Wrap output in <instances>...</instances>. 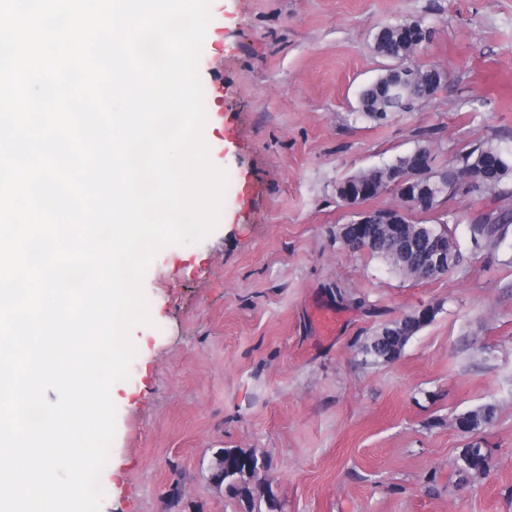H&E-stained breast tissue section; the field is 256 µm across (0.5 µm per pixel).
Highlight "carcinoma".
<instances>
[{
  "label": "carcinoma",
  "instance_id": "cac0c4a2",
  "mask_svg": "<svg viewBox=\"0 0 512 512\" xmlns=\"http://www.w3.org/2000/svg\"><path fill=\"white\" fill-rule=\"evenodd\" d=\"M423 26L425 22L417 19L381 27L374 36L375 52L390 61L401 57L412 58L423 45ZM431 71L430 65L412 62L409 74L400 80V90H395L383 82L372 81L359 93L360 108L368 117L377 121L386 120L390 112L412 111L427 97ZM511 179L512 148L484 142L475 144L456 154L455 163L448 167V194L437 198L434 206L438 208L444 202L463 199L470 194L490 199L486 207L476 212L472 218L469 224L470 239L475 250L498 245L504 241L509 227L512 226V208L497 204L500 198L512 196V188L509 187ZM395 182L396 177L384 167L371 168L347 179L348 189L351 191H358L364 184L371 188L374 197L391 189L401 199L402 192L392 188ZM418 227L419 223L408 219L403 224L378 228L374 235L380 239V243L366 247L362 245L357 250H366L379 259L390 261L404 276L419 280L424 275L419 256L412 254L407 262L402 263L396 254L401 240L412 237ZM432 314L434 310L426 308L405 317L403 336H392L388 334V328H382L363 345V353L384 361L398 358L410 337L431 321ZM495 417V406L486 405L459 416L457 421L475 430L492 424ZM459 461V470L480 473L489 467L490 457L483 448L472 443L462 449ZM259 467L267 468L265 458L240 448H226L216 458L212 478L214 482L224 486L231 498L247 506V512H256L263 502L272 509L276 504L270 491L264 486L262 475L256 472Z\"/></svg>",
  "mask_w": 512,
  "mask_h": 512
}]
</instances>
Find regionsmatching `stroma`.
Masks as SVG:
<instances>
[{
	"label": "stroma",
	"instance_id": "1",
	"mask_svg": "<svg viewBox=\"0 0 512 512\" xmlns=\"http://www.w3.org/2000/svg\"><path fill=\"white\" fill-rule=\"evenodd\" d=\"M412 18L434 30L419 61L448 78L375 122L358 110L388 65L373 36ZM219 69L204 139L228 173L221 218L145 276L153 323L132 332L101 512H244L211 478L225 448L265 457L277 512H512V233L473 250L483 202L452 201L463 262L415 280L344 248L336 195L425 143L438 168L512 146V0H213L202 82ZM424 307L396 360L363 353ZM488 403L492 425L457 430ZM472 440L489 467L458 473Z\"/></svg>",
	"mask_w": 512,
	"mask_h": 512
}]
</instances>
